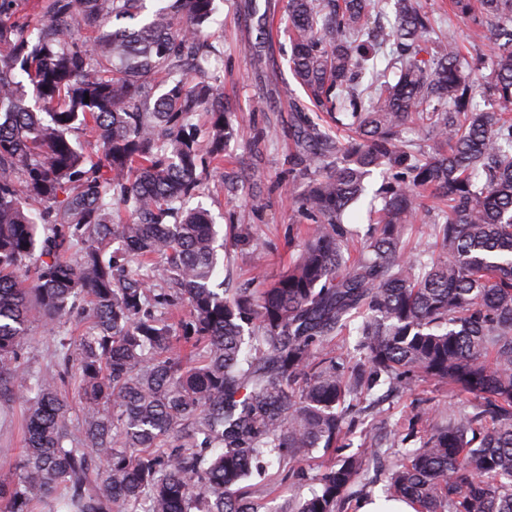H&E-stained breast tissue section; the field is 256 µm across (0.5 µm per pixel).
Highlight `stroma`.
I'll return each mask as SVG.
<instances>
[{
	"label": "stroma",
	"instance_id": "stroma-1",
	"mask_svg": "<svg viewBox=\"0 0 512 512\" xmlns=\"http://www.w3.org/2000/svg\"><path fill=\"white\" fill-rule=\"evenodd\" d=\"M432 11L445 37L459 41L465 56L491 63L492 51L484 30L470 27L454 16L448 0H422ZM215 13L205 32L215 48L210 71L220 77L224 97L235 112L234 134L224 145V161L212 165L199 196L190 206L208 209L218 233L231 224L241 225L245 236L226 237L224 263L215 275L216 282L230 289L242 288L254 276L252 258L264 252V273L272 279L283 270L297 244L296 229L303 218L296 200L306 187L293 159L294 119L288 99L308 104L302 86L294 79L287 57L290 43L286 30L268 33L262 17L274 15L286 20L288 0H215ZM265 70H257L256 60ZM264 132L260 149L251 142L256 132ZM368 417L389 432L396 420L417 416L419 434L430 426L425 416L435 405L451 406L446 389L427 383L423 387L397 393L377 389ZM22 403H14L0 413V480L9 477L14 460L24 444Z\"/></svg>",
	"mask_w": 512,
	"mask_h": 512
}]
</instances>
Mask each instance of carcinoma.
Masks as SVG:
<instances>
[{"label":"carcinoma","mask_w":512,"mask_h":512,"mask_svg":"<svg viewBox=\"0 0 512 512\" xmlns=\"http://www.w3.org/2000/svg\"><path fill=\"white\" fill-rule=\"evenodd\" d=\"M16 2L0 0V406L28 409L0 512H265L240 483L270 456L309 486L279 512H346L382 448L370 430L345 453L348 398L422 380L454 407L411 451L413 419L395 423L385 492L416 512H512V0H451L494 20L488 75L418 0L372 34L385 0H288L290 69L354 135L303 118V242L275 280L230 297L212 287L208 212L182 207L233 134L220 78L190 77L205 72L214 0H46L35 29L12 20ZM114 19L135 25L103 30ZM82 29L98 30L92 45ZM478 92L491 108H474ZM409 126L432 151L412 148ZM374 170L381 208L354 243L345 215ZM421 213L439 253L409 257ZM34 312L57 337L38 371L22 353ZM74 313L89 316L78 338ZM353 330V347L330 350ZM319 448L338 460L312 474Z\"/></svg>","instance_id":"obj_1"}]
</instances>
